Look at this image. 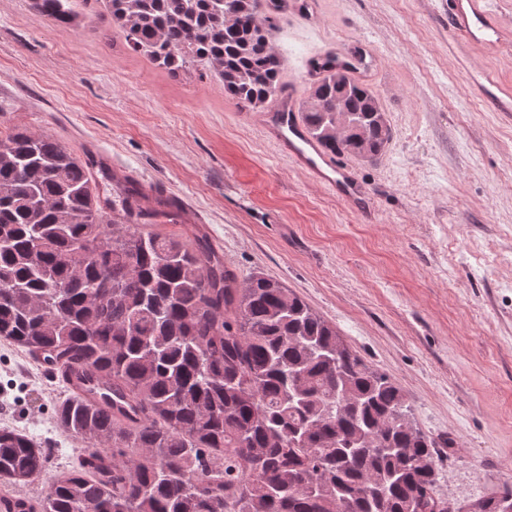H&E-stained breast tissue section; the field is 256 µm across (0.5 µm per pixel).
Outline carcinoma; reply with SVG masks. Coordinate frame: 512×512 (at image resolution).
Masks as SVG:
<instances>
[{
  "label": "carcinoma",
  "instance_id": "obj_1",
  "mask_svg": "<svg viewBox=\"0 0 512 512\" xmlns=\"http://www.w3.org/2000/svg\"><path fill=\"white\" fill-rule=\"evenodd\" d=\"M127 45L173 73L204 62L243 107L275 98L280 58L260 0H107ZM76 0H33L70 24ZM303 119L329 153L375 162L392 137L342 68L309 87ZM174 213L96 193L44 134L0 130V338L98 383L55 419L89 444L31 512H448L435 442L400 389L277 279L238 283L215 252L140 230ZM45 451L0 429L17 486ZM463 512H512V488Z\"/></svg>",
  "mask_w": 512,
  "mask_h": 512
}]
</instances>
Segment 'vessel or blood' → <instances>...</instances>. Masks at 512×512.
I'll return each instance as SVG.
<instances>
[{
    "instance_id": "vessel-or-blood-1",
    "label": "vessel or blood",
    "mask_w": 512,
    "mask_h": 512,
    "mask_svg": "<svg viewBox=\"0 0 512 512\" xmlns=\"http://www.w3.org/2000/svg\"><path fill=\"white\" fill-rule=\"evenodd\" d=\"M448 13V49L466 64V74L473 87L482 93L497 112H512V90L500 87L489 75L468 67L467 51L480 45L498 48L512 43V28L506 27L490 0H441ZM268 8L280 19L297 23L310 31L322 27L318 0H268ZM378 54L366 42L341 45L321 38L319 49L304 60L300 71L305 84L320 80L331 66L348 67L355 79L366 80ZM298 88L289 84L282 89L273 109L258 113L257 123L264 136L278 152L304 171L310 179L331 189L351 210L368 208V193L351 167L339 164L308 133L297 106Z\"/></svg>"
}]
</instances>
